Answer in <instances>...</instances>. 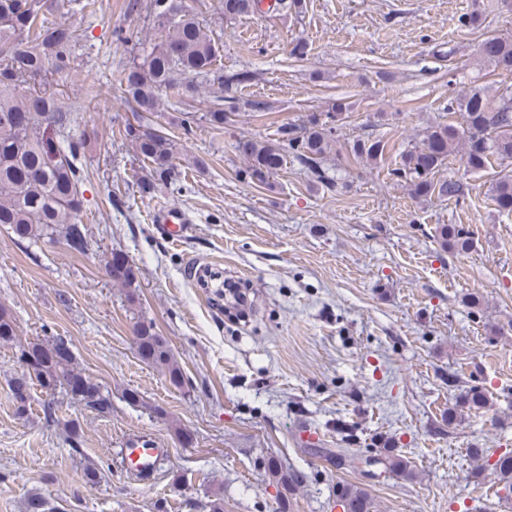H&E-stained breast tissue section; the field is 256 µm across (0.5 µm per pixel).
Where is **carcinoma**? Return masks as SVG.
Instances as JSON below:
<instances>
[{
  "label": "carcinoma",
  "instance_id": "1",
  "mask_svg": "<svg viewBox=\"0 0 512 512\" xmlns=\"http://www.w3.org/2000/svg\"><path fill=\"white\" fill-rule=\"evenodd\" d=\"M261 5L262 0H222L224 19L253 14ZM154 6L163 39L143 51L142 62L117 71L115 81L139 121L136 127L126 123L122 135L164 176L172 169L173 140L158 122L163 100H195L197 78L223 66L213 31L183 0H154ZM55 7L52 0H0V225L8 226L18 242L60 238L71 252L84 255L90 242L86 225L77 222L84 205L79 153L91 134L85 131L77 140L71 136L77 113L46 88L48 75L69 69L72 61L73 31L48 18ZM477 54L480 62L493 70L512 73V35L486 36L478 44ZM456 85L454 74L448 73V113H461L464 126L432 127L422 144L408 150L401 167L393 170L415 198H460L463 183L439 177L453 154H461L467 172L484 170L494 156L512 160V83L498 84L491 91L477 85L458 91ZM348 112L349 105L338 98L328 104L324 117L312 114L302 126H282L281 139L276 142L239 141L238 151L247 160L251 179L266 183L283 167L288 149L312 177L328 180L322 166L324 154L331 149L337 125ZM233 114L234 110L217 104L201 118L222 129ZM386 147V141L368 135L353 144L352 153L357 159L376 161ZM491 190L497 210L511 214L512 174L499 176ZM440 240L451 253L472 247L468 230L459 225H442ZM105 269L112 281L127 288L137 281V268L124 255L111 254ZM15 336L10 313L0 307V343H9ZM136 340L144 360L164 369L172 384H184L181 369L152 325L139 323ZM62 344L53 339L21 348L19 360L29 371L12 387L17 414L26 412L32 381L46 389L70 388L86 407L99 414L110 412V395L74 369L72 351H62ZM486 404V395L473 387L460 395L457 408L471 411ZM384 462L396 475L411 473L410 462L400 455H388ZM494 470L511 490L512 454L501 455ZM337 500L344 512H372L370 497L357 488L340 489Z\"/></svg>",
  "mask_w": 512,
  "mask_h": 512
}]
</instances>
